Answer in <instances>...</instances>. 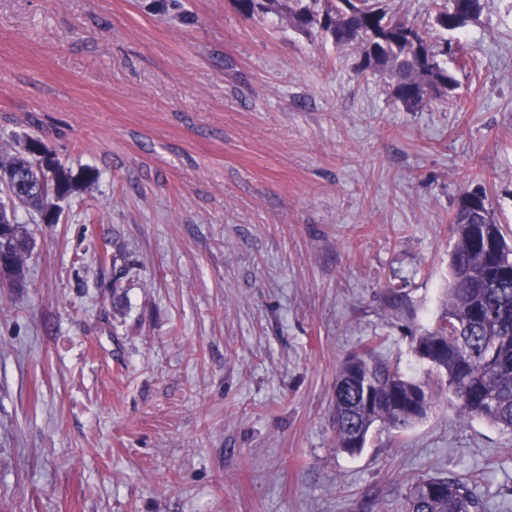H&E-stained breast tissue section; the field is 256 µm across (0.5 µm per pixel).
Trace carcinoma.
Returning a JSON list of instances; mask_svg holds the SVG:
<instances>
[{"mask_svg":"<svg viewBox=\"0 0 512 512\" xmlns=\"http://www.w3.org/2000/svg\"><path fill=\"white\" fill-rule=\"evenodd\" d=\"M246 19L280 13L287 25L308 36L331 40L361 53V70L377 69L394 83L395 97L408 109H419L444 96L453 80L437 60L453 54L467 64L462 46L437 42L423 25L393 14L382 0H232ZM434 25L445 31L463 28L480 10V0H434ZM23 149L0 153V173H10L30 189L20 196L3 182L0 193V254L6 256L19 281L25 276L30 240L16 221L20 208L44 213L53 205L51 173ZM470 223L453 219L448 300L444 313L420 334L411 349L424 348L432 357L431 375L409 377L379 358L382 341L374 339L346 356L336 375L331 423L336 447L354 455L366 446L371 428L406 432L425 420L449 394L457 413L512 432V229L496 222L484 190L466 193ZM389 306L407 309L403 287L386 290ZM406 512H480L469 483L440 475L413 479Z\"/></svg>","mask_w":512,"mask_h":512,"instance_id":"carcinoma-1","label":"carcinoma"}]
</instances>
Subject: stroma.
Masks as SVG:
<instances>
[{
  "instance_id": "stroma-1",
  "label": "stroma",
  "mask_w": 512,
  "mask_h": 512,
  "mask_svg": "<svg viewBox=\"0 0 512 512\" xmlns=\"http://www.w3.org/2000/svg\"><path fill=\"white\" fill-rule=\"evenodd\" d=\"M184 4L0 0V147L72 178L55 223L18 209L0 288V512H403L436 474L512 512V433L443 402L353 456L329 421L371 337L424 375L461 195L512 226V0L448 33L472 61L415 111L277 14Z\"/></svg>"
}]
</instances>
